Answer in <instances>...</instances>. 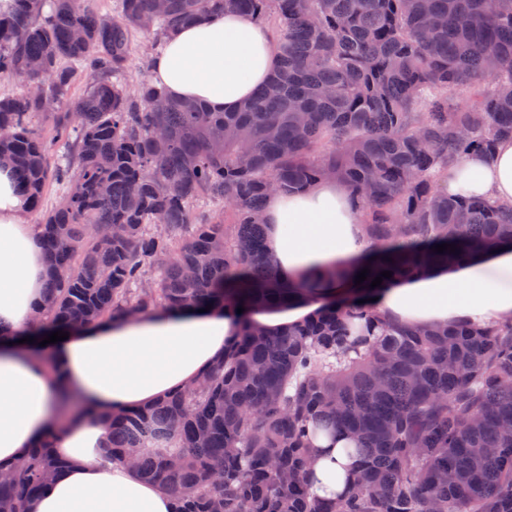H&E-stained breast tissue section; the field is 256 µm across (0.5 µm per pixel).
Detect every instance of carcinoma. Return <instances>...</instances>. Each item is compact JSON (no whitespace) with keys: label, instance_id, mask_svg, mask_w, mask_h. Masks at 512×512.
I'll return each instance as SVG.
<instances>
[{"label":"carcinoma","instance_id":"cac0c4a2","mask_svg":"<svg viewBox=\"0 0 512 512\" xmlns=\"http://www.w3.org/2000/svg\"><path fill=\"white\" fill-rule=\"evenodd\" d=\"M44 2L0 6V162L41 217L47 261L30 334L244 307L202 380L107 419L105 458L136 450L175 512H512V321L395 327L365 302L383 271L388 285L512 244V205L448 196V168L512 138V0H119L115 16ZM228 11L275 30L277 65L237 111L123 79L133 34ZM16 78L25 91L4 86ZM459 87L474 104L449 103ZM39 116L65 145L54 162ZM328 177L358 201L376 256L331 272L349 294L270 335L249 313L316 288L280 280L265 201ZM443 243L456 250H432ZM80 412L71 397L58 422ZM328 428L358 455L334 501L308 488ZM65 466L49 444L31 449L4 471L0 512H30Z\"/></svg>","mask_w":512,"mask_h":512}]
</instances>
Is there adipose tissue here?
Segmentation results:
<instances>
[{
  "label": "adipose tissue",
  "mask_w": 512,
  "mask_h": 512,
  "mask_svg": "<svg viewBox=\"0 0 512 512\" xmlns=\"http://www.w3.org/2000/svg\"><path fill=\"white\" fill-rule=\"evenodd\" d=\"M276 66L274 40L240 14L207 16L169 35L152 73L174 99L212 111L241 107ZM449 195L512 202V139L494 153H473L448 171ZM26 199L12 170L0 166V464L52 439L67 468L39 496L33 512H174L166 491L126 466L104 460L105 416L150 404L184 389L224 354L239 327L236 310H158L87 326L46 346L27 342L46 293V257L29 224ZM268 249L282 279L316 281L317 298L252 320L285 329L313 314L344 286L329 269L366 257L373 243L346 185L329 178L295 194L271 193L264 205ZM374 309L401 326H491L512 317V248L503 247L453 270L384 286ZM80 396L85 415L57 425L64 394ZM311 490L333 499L349 487L354 465L344 439L319 434Z\"/></svg>",
  "instance_id": "obj_1"
}]
</instances>
